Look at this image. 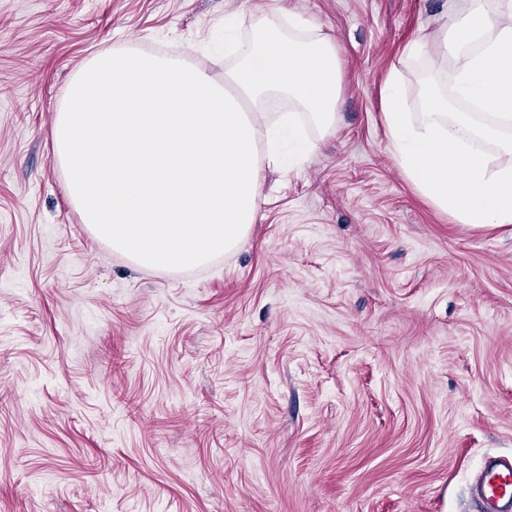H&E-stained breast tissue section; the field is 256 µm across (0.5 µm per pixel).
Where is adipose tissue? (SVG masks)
Here are the masks:
<instances>
[{
  "label": "adipose tissue",
  "mask_w": 512,
  "mask_h": 512,
  "mask_svg": "<svg viewBox=\"0 0 512 512\" xmlns=\"http://www.w3.org/2000/svg\"><path fill=\"white\" fill-rule=\"evenodd\" d=\"M416 37L383 85L388 148L416 191L463 224H512V0H464L437 39L450 83L418 78L408 111L403 70L426 56Z\"/></svg>",
  "instance_id": "obj_1"
}]
</instances>
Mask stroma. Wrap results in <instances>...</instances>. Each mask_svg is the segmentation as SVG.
<instances>
[{
    "mask_svg": "<svg viewBox=\"0 0 512 512\" xmlns=\"http://www.w3.org/2000/svg\"><path fill=\"white\" fill-rule=\"evenodd\" d=\"M449 0H0V512H474L512 455V224L392 157L381 91ZM293 12L341 62L334 130L261 171L246 244L170 273L97 242L50 131L70 77Z\"/></svg>",
    "mask_w": 512,
    "mask_h": 512,
    "instance_id": "obj_1",
    "label": "stroma"
}]
</instances>
